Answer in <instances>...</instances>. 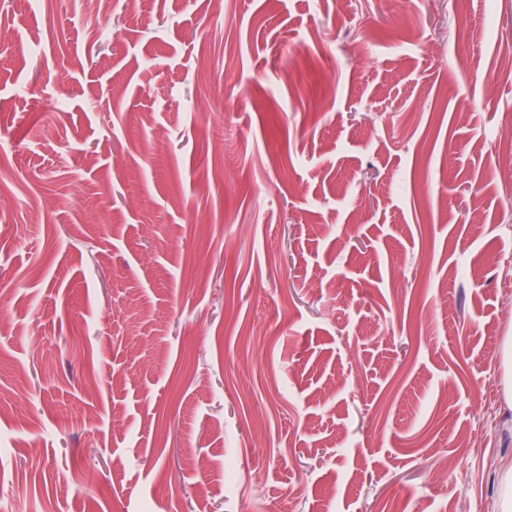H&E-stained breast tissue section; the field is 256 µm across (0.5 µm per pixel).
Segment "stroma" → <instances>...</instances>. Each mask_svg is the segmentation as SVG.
<instances>
[{
	"label": "stroma",
	"mask_w": 512,
	"mask_h": 512,
	"mask_svg": "<svg viewBox=\"0 0 512 512\" xmlns=\"http://www.w3.org/2000/svg\"><path fill=\"white\" fill-rule=\"evenodd\" d=\"M509 55L512 0H0V512H497Z\"/></svg>",
	"instance_id": "35a3bbf8"
}]
</instances>
